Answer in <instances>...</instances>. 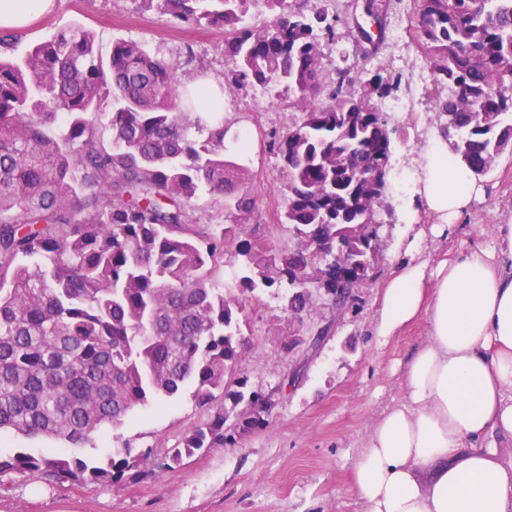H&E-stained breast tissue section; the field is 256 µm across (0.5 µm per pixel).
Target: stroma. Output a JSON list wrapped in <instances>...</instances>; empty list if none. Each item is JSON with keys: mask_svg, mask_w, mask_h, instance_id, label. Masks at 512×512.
<instances>
[{"mask_svg": "<svg viewBox=\"0 0 512 512\" xmlns=\"http://www.w3.org/2000/svg\"><path fill=\"white\" fill-rule=\"evenodd\" d=\"M73 24L92 30L104 50L119 40L142 44L175 63L179 84L204 78L223 87L224 118L232 132L252 134L247 165L256 210L251 222L271 248L290 245L291 235L279 220L287 203L286 175L269 147L272 134L286 131L282 114L288 103L274 93L233 84L223 29L172 24L159 6L143 0H56L51 13L18 29L17 40L0 55L24 54ZM412 94L413 120L389 116L397 129L389 173L393 180L414 175L420 151L444 123L431 84ZM483 179L486 196L438 236L431 232L428 215L407 223L401 208L411 202V193L386 192L380 211V273L359 290L317 348L283 350L291 325L283 309L285 288L264 289L257 300L246 302L240 326L250 347L242 375L248 390L273 396L264 426L167 469L163 462L168 449L179 446L207 416L187 392L154 402L106 429L84 453L101 457L127 447L152 449V462L161 468L157 479L112 487H56L10 474L0 477V512H362L348 491L353 458L376 419L402 401L406 362L427 335L420 320L389 340L375 336L380 290L410 243H418L420 258L433 263L493 246L495 225L512 223V152H505ZM295 370L300 378L292 385L288 375Z\"/></svg>", "mask_w": 512, "mask_h": 512, "instance_id": "stroma-1", "label": "stroma"}]
</instances>
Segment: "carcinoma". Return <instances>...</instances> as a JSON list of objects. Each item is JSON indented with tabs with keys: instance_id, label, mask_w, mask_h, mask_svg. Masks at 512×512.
<instances>
[{
	"instance_id": "carcinoma-1",
	"label": "carcinoma",
	"mask_w": 512,
	"mask_h": 512,
	"mask_svg": "<svg viewBox=\"0 0 512 512\" xmlns=\"http://www.w3.org/2000/svg\"><path fill=\"white\" fill-rule=\"evenodd\" d=\"M250 0H160L180 24L224 28L239 87L282 88L293 116L277 145L287 173L274 250L250 224L249 142L229 131L205 88L182 89L175 65L130 41L108 54L72 25L19 58H0V430L62 439L70 450L0 453V477L58 486H120L156 476L151 451L104 459L79 449L155 398L186 388L212 419L172 448L165 468L265 421L263 395L240 377L243 299L287 285L284 311L341 316L378 274L374 251L392 134L379 107L402 75L359 62L325 72L321 42H357L341 19L266 0L272 20L243 24ZM414 30L453 151L478 175L512 145V0H411ZM390 0L364 16L387 27ZM448 94H443V91ZM328 92V102H320ZM108 111L110 140L98 117ZM379 170V182L363 175ZM224 197L226 223L202 224V189ZM318 249L324 271L303 254ZM238 259L236 296L214 269ZM317 326L288 334L309 346ZM244 405L230 421L226 404Z\"/></svg>"
}]
</instances>
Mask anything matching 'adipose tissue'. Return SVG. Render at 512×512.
<instances>
[{
  "label": "adipose tissue",
  "mask_w": 512,
  "mask_h": 512,
  "mask_svg": "<svg viewBox=\"0 0 512 512\" xmlns=\"http://www.w3.org/2000/svg\"><path fill=\"white\" fill-rule=\"evenodd\" d=\"M416 193L439 224H455L483 182L437 133L417 159ZM420 209V210H421ZM424 319L403 401L381 414L352 462L363 512H512V224L493 250L428 267L400 260L382 289L375 336Z\"/></svg>",
  "instance_id": "obj_1"
}]
</instances>
